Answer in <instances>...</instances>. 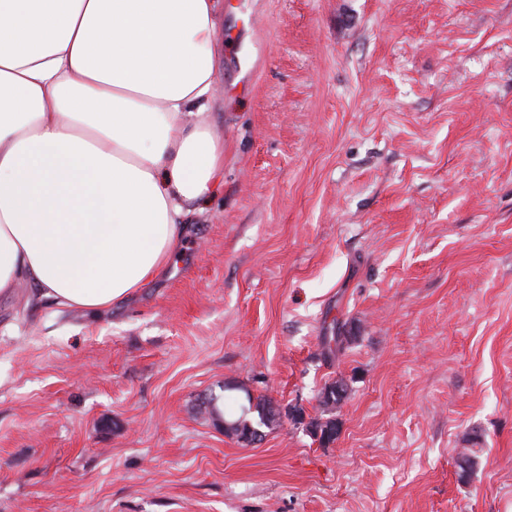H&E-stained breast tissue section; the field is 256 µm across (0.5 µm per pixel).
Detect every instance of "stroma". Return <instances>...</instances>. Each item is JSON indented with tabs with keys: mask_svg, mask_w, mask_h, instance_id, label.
<instances>
[{
	"mask_svg": "<svg viewBox=\"0 0 512 512\" xmlns=\"http://www.w3.org/2000/svg\"><path fill=\"white\" fill-rule=\"evenodd\" d=\"M224 3V184L174 265L0 301V512H512V0ZM339 378L326 447L199 412Z\"/></svg>",
	"mask_w": 512,
	"mask_h": 512,
	"instance_id": "obj_1",
	"label": "stroma"
}]
</instances>
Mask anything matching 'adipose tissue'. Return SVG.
Here are the masks:
<instances>
[{
	"label": "adipose tissue",
	"instance_id": "adipose-tissue-1",
	"mask_svg": "<svg viewBox=\"0 0 512 512\" xmlns=\"http://www.w3.org/2000/svg\"><path fill=\"white\" fill-rule=\"evenodd\" d=\"M218 0H0V297L98 312L172 261L224 173Z\"/></svg>",
	"mask_w": 512,
	"mask_h": 512
}]
</instances>
